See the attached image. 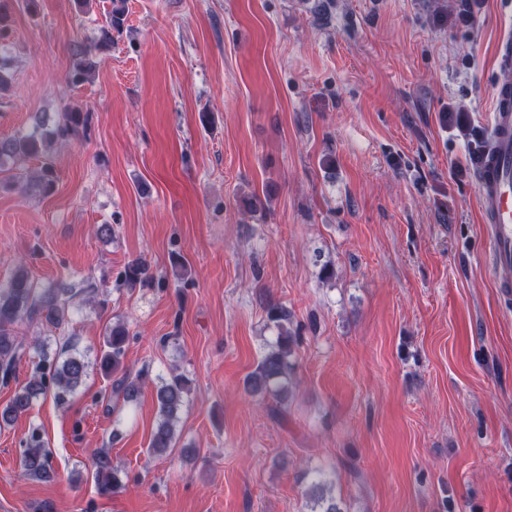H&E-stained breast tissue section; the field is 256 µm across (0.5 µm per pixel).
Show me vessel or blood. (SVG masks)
Instances as JSON below:
<instances>
[{"mask_svg": "<svg viewBox=\"0 0 512 512\" xmlns=\"http://www.w3.org/2000/svg\"><path fill=\"white\" fill-rule=\"evenodd\" d=\"M490 146L477 168L483 221L489 226L490 268L499 287L512 289V81L493 93Z\"/></svg>", "mask_w": 512, "mask_h": 512, "instance_id": "vessel-or-blood-1", "label": "vessel or blood"}]
</instances>
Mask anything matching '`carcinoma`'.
<instances>
[{
    "label": "carcinoma",
    "instance_id": "carcinoma-1",
    "mask_svg": "<svg viewBox=\"0 0 512 512\" xmlns=\"http://www.w3.org/2000/svg\"><path fill=\"white\" fill-rule=\"evenodd\" d=\"M9 17L10 13L4 9V3L0 0V90L5 89L10 81L9 55L6 54L5 43ZM126 20L127 0H109V8L98 28L94 49H110L112 32H122ZM89 55V51H83L76 61L71 74L74 82L83 81L92 69L93 62ZM87 120L83 112L65 109L51 126L42 121L29 134L0 138V172L4 171L5 163L10 160L15 161L21 157L40 158L43 164L37 177L38 187L43 191L50 190L54 184L53 145L75 135L79 127L87 124ZM124 277L130 285L153 282L148 266L141 261L129 264ZM79 296L89 299L97 296V285L92 278L86 277L78 282L58 280L41 287L23 264L13 270L6 284L0 283V375L4 380L15 375L16 365L25 353L23 342L17 336V326L24 321H38L58 328L67 321L69 308ZM269 317L277 322L279 335L275 344L268 348L254 371L248 375L246 390L256 397H271L275 405L270 408V412L275 417H281L290 396L289 385L294 370L292 357L298 336L285 328L284 322L288 320V315L284 310L273 306L269 309ZM128 337L129 331L121 323L108 328L99 358L100 369L105 377L121 369ZM33 349L39 357L36 372L16 387L7 405L0 409V425L28 413L34 403L46 397L50 391L56 402H66L88 376L89 364L79 353H68L62 359L57 355L52 357L41 340L34 341ZM143 386V375L131 376L125 373L115 381L113 392L123 403L136 404L142 395ZM191 386L192 380L184 374H174L156 385L159 419L151 432L150 453L164 456L174 448L179 415ZM92 461V477L101 495L115 494L125 488L127 473L120 465L112 463L108 453L101 452L93 456ZM20 465L23 474L28 477L43 482L58 479L51 453L35 431L21 448ZM313 473L308 512H342L336 498L324 493L323 470L316 468Z\"/></svg>",
    "mask_w": 512,
    "mask_h": 512
}]
</instances>
